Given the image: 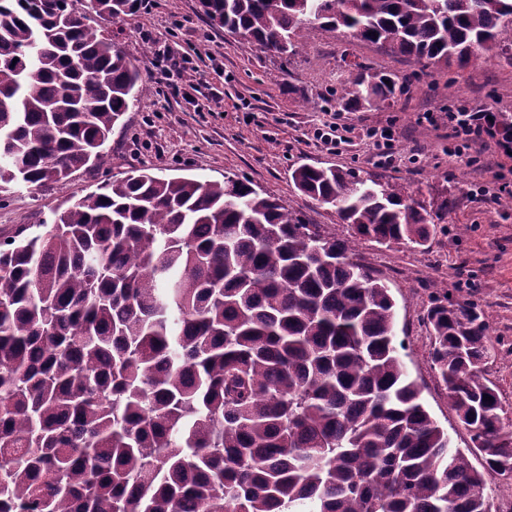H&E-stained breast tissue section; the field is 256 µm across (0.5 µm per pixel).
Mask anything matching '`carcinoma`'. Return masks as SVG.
<instances>
[{
    "label": "carcinoma",
    "instance_id": "obj_1",
    "mask_svg": "<svg viewBox=\"0 0 512 512\" xmlns=\"http://www.w3.org/2000/svg\"><path fill=\"white\" fill-rule=\"evenodd\" d=\"M83 0H0V190L100 162L141 73ZM287 57L343 29L422 68L512 64V0H200ZM114 20L137 0H93ZM355 64L347 107L395 96ZM295 188L354 237L422 244L448 214L373 173L301 164ZM0 238V512H492L512 416L486 377L482 309L424 316L467 451L405 371L391 288L353 240L282 199L139 169ZM488 395L492 400L485 401ZM480 461L477 469L472 459Z\"/></svg>",
    "mask_w": 512,
    "mask_h": 512
}]
</instances>
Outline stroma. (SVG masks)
<instances>
[{
	"instance_id": "1",
	"label": "stroma",
	"mask_w": 512,
	"mask_h": 512,
	"mask_svg": "<svg viewBox=\"0 0 512 512\" xmlns=\"http://www.w3.org/2000/svg\"><path fill=\"white\" fill-rule=\"evenodd\" d=\"M88 22L112 36L139 68L145 88L139 107L115 124L102 165L84 168L65 182L40 189L15 184L0 191V236L19 225L39 224L94 190L141 167L167 177L223 180L236 173L256 188L283 199L307 223L344 237L351 228L334 209L299 192L294 167L311 164L344 171H368L399 183L428 200L448 195L443 223L424 245L389 247L358 240L361 261L387 278L396 302V334L404 339L406 371L422 389V400L448 431L452 447L469 448L444 384L432 368L423 316L436 291L471 301L489 316L498 355L486 366L506 407H512V207L504 199L473 200L474 185L491 179L499 160L479 147L455 157L448 153L446 125L420 122L425 112L465 104L512 113V66L484 55L464 67L421 70L377 45L315 33L296 55L243 50L238 40L203 14L199 0H150L149 6L114 20L86 11ZM177 43L185 73L164 79L156 67L158 46ZM389 73L404 90L385 108L343 107L341 90L347 62ZM195 86L196 105L181 93ZM351 127L352 142L330 151L315 132L333 114ZM393 126L395 164L377 162L366 130Z\"/></svg>"
}]
</instances>
